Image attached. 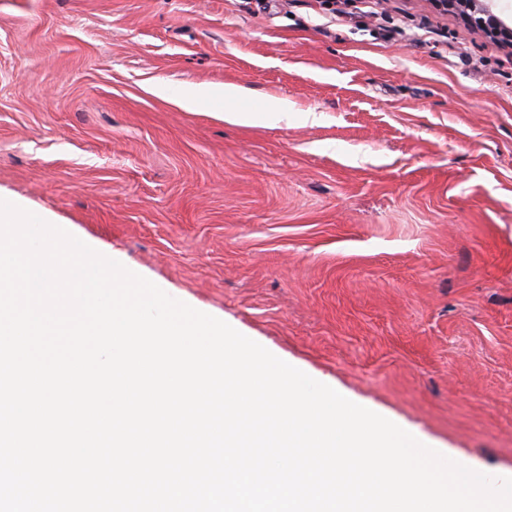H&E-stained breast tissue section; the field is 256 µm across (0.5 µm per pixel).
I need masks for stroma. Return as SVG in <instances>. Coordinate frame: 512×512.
<instances>
[{"label": "stroma", "instance_id": "35a3bbf8", "mask_svg": "<svg viewBox=\"0 0 512 512\" xmlns=\"http://www.w3.org/2000/svg\"><path fill=\"white\" fill-rule=\"evenodd\" d=\"M332 2L0 0V199L512 477V50ZM226 121L239 125L274 126L288 120V104L278 102L261 112H228Z\"/></svg>", "mask_w": 512, "mask_h": 512}]
</instances>
